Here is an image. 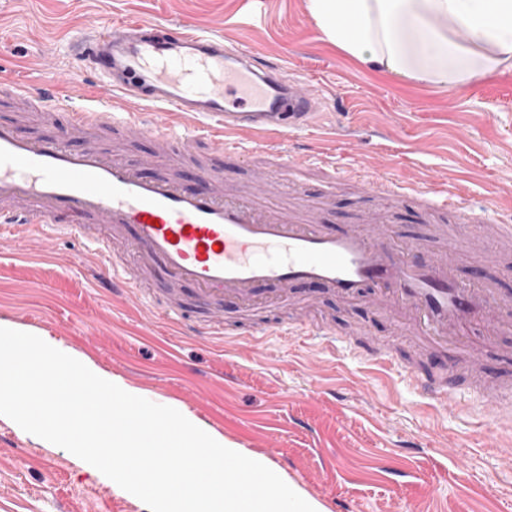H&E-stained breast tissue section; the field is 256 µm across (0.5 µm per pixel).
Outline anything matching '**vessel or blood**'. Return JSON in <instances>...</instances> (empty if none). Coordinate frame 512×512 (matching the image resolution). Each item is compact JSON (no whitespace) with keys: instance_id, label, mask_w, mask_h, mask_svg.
<instances>
[{"instance_id":"vessel-or-blood-1","label":"vessel or blood","mask_w":512,"mask_h":512,"mask_svg":"<svg viewBox=\"0 0 512 512\" xmlns=\"http://www.w3.org/2000/svg\"><path fill=\"white\" fill-rule=\"evenodd\" d=\"M71 48L80 68L98 79L96 94L70 98V73L52 74L45 90L0 82V99L27 111L48 115L65 109L52 137L28 136L16 124L0 122V236L54 232L80 239L95 256L107 258L98 272L104 287L147 300L157 320L195 336L231 335L225 299L237 300L240 313L248 314L268 302H297L295 290L302 285L398 311L397 335L430 348L459 346L471 369L466 386L448 373H419L388 351H367L323 322L271 320L240 333L253 347L279 336L347 352L398 374L430 405L446 411L456 409L459 395L479 399L485 405L482 428L497 438L500 421L512 420V383H488L482 364L499 336L512 330V295L482 275L461 277L457 269L460 248H468L480 267L493 261L499 242L512 241V224L498 220L493 206L476 216L447 188L341 174L319 160L332 185L354 183L367 194L408 198L425 216L451 212L469 229L465 243L452 239L438 251L410 243L383 252L396 213L371 216L336 233L324 228L316 207H287L266 197L270 181H297L301 166L279 139L312 127L319 105L305 83L283 76L280 63L226 46L223 36L198 33L188 17L93 23ZM106 133L148 139L182 154L202 143L218 155L234 152L253 165L254 187L225 191L223 171L211 167L196 169L205 182L199 190L164 171L144 175L103 146ZM116 235L126 242L117 252ZM153 271L166 281L163 291L149 289ZM185 284L206 303L207 319H192L177 302Z\"/></svg>"}]
</instances>
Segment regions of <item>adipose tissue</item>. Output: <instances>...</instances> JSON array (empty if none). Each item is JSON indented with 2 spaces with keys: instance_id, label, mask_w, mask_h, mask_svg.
<instances>
[{
  "instance_id": "ef3b65f1",
  "label": "adipose tissue",
  "mask_w": 512,
  "mask_h": 512,
  "mask_svg": "<svg viewBox=\"0 0 512 512\" xmlns=\"http://www.w3.org/2000/svg\"><path fill=\"white\" fill-rule=\"evenodd\" d=\"M328 41L393 76L451 89L512 66V0H308Z\"/></svg>"
}]
</instances>
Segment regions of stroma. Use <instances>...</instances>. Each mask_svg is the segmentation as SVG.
I'll return each instance as SVG.
<instances>
[{
	"label": "stroma",
	"mask_w": 512,
	"mask_h": 512,
	"mask_svg": "<svg viewBox=\"0 0 512 512\" xmlns=\"http://www.w3.org/2000/svg\"><path fill=\"white\" fill-rule=\"evenodd\" d=\"M192 18L197 29L282 63L321 99L313 129L288 149L304 182L275 200L321 207L338 231L385 207L355 187L328 191L318 159L394 166L409 183L447 184L512 222V68L461 89L395 79L324 39L307 0H0V79L45 80L43 62L71 61L70 38L99 18ZM396 237L435 248L463 237L452 217L427 224L401 204ZM99 263L63 236L0 242V320L47 333L157 402L191 412L264 455L327 512H512V431L482 444L472 414L428 406L398 375L277 336L262 348L178 334L104 288ZM338 331L389 341L422 372L447 366L394 339L395 319L363 302L309 292ZM0 512H149L69 451L0 417Z\"/></svg>",
	"instance_id": "35a3bbf8"
}]
</instances>
